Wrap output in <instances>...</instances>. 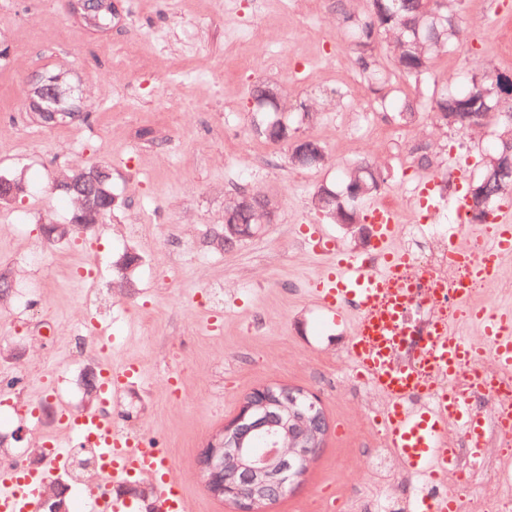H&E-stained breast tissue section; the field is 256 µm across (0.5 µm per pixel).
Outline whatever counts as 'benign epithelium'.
<instances>
[{
    "mask_svg": "<svg viewBox=\"0 0 512 512\" xmlns=\"http://www.w3.org/2000/svg\"><path fill=\"white\" fill-rule=\"evenodd\" d=\"M64 91L53 82L39 87L41 104L33 105L28 99L33 118L43 126H54L80 117L78 112L56 109L52 104L59 101ZM285 98L279 90L265 88L251 99V106L258 108ZM491 171L487 179L496 181L502 189L512 187V159L503 155L490 160ZM110 179V171L104 167L71 170L57 187L70 191L81 184H93L95 178ZM483 187L471 186L468 206L478 221L484 219L487 202ZM25 192L24 186L14 179L0 175V203L16 201ZM79 211L66 224H42L40 229L51 241H64L76 233L84 234L103 222L106 213L112 211L115 197L104 190L98 195L82 194ZM278 203L269 198L255 208L258 227L270 223ZM95 368L89 366L83 374L84 403L89 406L99 400L94 381ZM310 417L318 423L322 411L318 399L296 389L276 391L266 387L250 395L237 417L225 426L203 450L199 469L208 491L235 502L238 512H261L265 502L280 498L291 491L306 471L308 463L320 448V431L308 435H296L292 420ZM68 473H57L53 490L44 499L45 512H67L66 494Z\"/></svg>",
    "mask_w": 512,
    "mask_h": 512,
    "instance_id": "7a95c632",
    "label": "benign epithelium"
}]
</instances>
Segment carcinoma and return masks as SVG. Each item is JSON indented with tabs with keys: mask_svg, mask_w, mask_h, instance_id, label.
<instances>
[{
	"mask_svg": "<svg viewBox=\"0 0 512 512\" xmlns=\"http://www.w3.org/2000/svg\"><path fill=\"white\" fill-rule=\"evenodd\" d=\"M459 0H366L363 9L356 5L359 0H336V27L350 40L355 54L354 63L359 77L368 85L380 107L388 104L391 94L392 74L412 82H420L430 75L435 58L446 53L448 46L464 37L465 30L456 10L450 5ZM385 41L391 45L393 71H388L375 53V44ZM392 111L404 122H413L419 116L413 101L401 99L394 102ZM432 111L434 118L443 127H453L462 132L481 129L488 117L495 113L500 117L502 131L512 127L507 113H512V98L503 97L494 88V74L489 71L473 77L470 87L458 94L448 93L444 87L433 93ZM281 105L270 104L261 111L269 118L254 124L255 131L271 142H282L288 151H293L295 129L286 126L287 138L279 140L268 132L270 124L278 121ZM411 153L418 167L430 169L433 158L429 147L417 144ZM386 183L384 174L373 164L363 161L346 169L343 184L356 185L363 189L360 199L370 197ZM336 211L351 213L350 223L363 221L354 201L344 193H336L332 203ZM224 222L238 224L243 234L255 227L252 209L227 208Z\"/></svg>",
	"mask_w": 512,
	"mask_h": 512,
	"instance_id": "carcinoma-1",
	"label": "carcinoma"
}]
</instances>
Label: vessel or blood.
<instances>
[{"mask_svg": "<svg viewBox=\"0 0 512 512\" xmlns=\"http://www.w3.org/2000/svg\"><path fill=\"white\" fill-rule=\"evenodd\" d=\"M371 222L379 263L337 253L329 273L312 281L310 294L332 316L353 312L349 358L357 374L386 401L379 417L385 445L407 470L438 483L457 462L456 450L448 444L449 429L463 432L473 461H481L489 451L486 417L474 412L470 396L449 381L461 367L486 355L495 369L512 370V311L472 308V293L466 287L431 283L422 275L404 278L414 262L391 247L399 229L392 209L375 207ZM490 224V236L467 245L452 230L443 244L450 260L468 264L472 279L488 282L499 275L502 257L512 253V219L495 216ZM417 303L444 310L427 332L428 357L422 371L398 366L393 359L400 338L415 333L410 310ZM467 322L480 327L479 338L459 331V324ZM138 374L131 364H108L100 371L98 385L103 394L115 397ZM60 424L66 436H76L80 446L95 449L102 461L96 476L83 486L84 496L94 502L97 512H129L126 499L112 496L110 490L132 477L153 481L156 512H192L172 465L148 441L89 413L62 414ZM66 456V444L58 440L42 470L25 473L0 467V512H39L52 473ZM461 501V494L454 491L426 495L416 500L414 512H460Z\"/></svg>", "mask_w": 512, "mask_h": 512, "instance_id": "b4317fda", "label": "vessel or blood"}]
</instances>
